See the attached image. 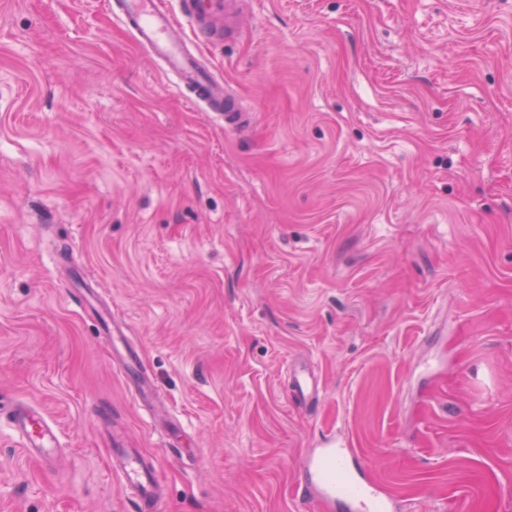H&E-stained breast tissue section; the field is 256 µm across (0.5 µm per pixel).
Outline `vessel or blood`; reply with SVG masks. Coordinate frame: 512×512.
<instances>
[{"label":"vessel or blood","instance_id":"vessel-or-blood-1","mask_svg":"<svg viewBox=\"0 0 512 512\" xmlns=\"http://www.w3.org/2000/svg\"><path fill=\"white\" fill-rule=\"evenodd\" d=\"M236 3L237 0H180V9L174 12L167 0H122L117 18L139 45L165 62L179 86L189 89L194 100L206 103L216 113L225 128L244 131L252 124L251 113L245 112L239 100L188 53L180 26L181 20H188L212 40L223 33L235 35ZM11 418L22 436L26 455L42 463L52 461L57 437L46 418L22 407L13 409ZM351 457V449L330 439L306 459L305 476L314 479L316 494L330 501L347 492L353 512H389L392 502L383 499L376 486L361 478L348 485L341 483V476L351 471ZM111 459L139 512H160L165 494L157 463L134 448L112 449Z\"/></svg>","mask_w":512,"mask_h":512}]
</instances>
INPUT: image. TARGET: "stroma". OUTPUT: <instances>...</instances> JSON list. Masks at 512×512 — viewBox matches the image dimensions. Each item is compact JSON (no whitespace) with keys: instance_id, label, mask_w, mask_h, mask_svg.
Listing matches in <instances>:
<instances>
[{"instance_id":"35a3bbf8","label":"stroma","mask_w":512,"mask_h":512,"mask_svg":"<svg viewBox=\"0 0 512 512\" xmlns=\"http://www.w3.org/2000/svg\"><path fill=\"white\" fill-rule=\"evenodd\" d=\"M242 2L183 31L244 134L101 0H0V512H136L113 439L162 512H351L303 491L330 438L396 512H512V0ZM115 359L123 368L124 372L130 375L133 383L139 381L142 372L139 370V355L136 350L126 346L116 348ZM10 414L22 436L26 455L42 463L52 461L57 448V437L46 418L37 411L22 407H16ZM111 460L130 490L139 512H158L164 501V484L157 463L136 448H110Z\"/></svg>"}]
</instances>
